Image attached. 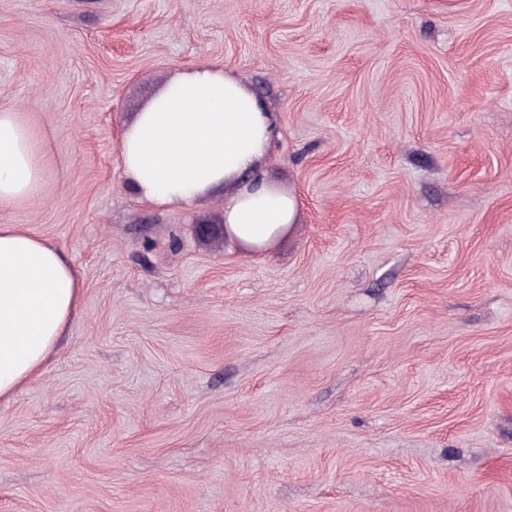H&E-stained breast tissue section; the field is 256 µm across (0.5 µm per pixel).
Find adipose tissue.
Returning a JSON list of instances; mask_svg holds the SVG:
<instances>
[{
  "label": "adipose tissue",
  "instance_id": "1",
  "mask_svg": "<svg viewBox=\"0 0 512 512\" xmlns=\"http://www.w3.org/2000/svg\"><path fill=\"white\" fill-rule=\"evenodd\" d=\"M273 113L234 74L194 66L137 112L120 142L124 173L144 200L187 205L231 185L225 234L263 250L296 220L298 201L259 170L275 134ZM50 143L18 108L0 109V210L40 193ZM72 263L53 244L0 224V402L42 371L82 299Z\"/></svg>",
  "mask_w": 512,
  "mask_h": 512
}]
</instances>
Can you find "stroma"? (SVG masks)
Returning a JSON list of instances; mask_svg holds the SVG:
<instances>
[{
  "mask_svg": "<svg viewBox=\"0 0 512 512\" xmlns=\"http://www.w3.org/2000/svg\"><path fill=\"white\" fill-rule=\"evenodd\" d=\"M207 61L277 117L260 252L120 164ZM0 107L52 141L0 223L83 282L0 512H512V0H0Z\"/></svg>",
  "mask_w": 512,
  "mask_h": 512,
  "instance_id": "35a3bbf8",
  "label": "stroma"
}]
</instances>
